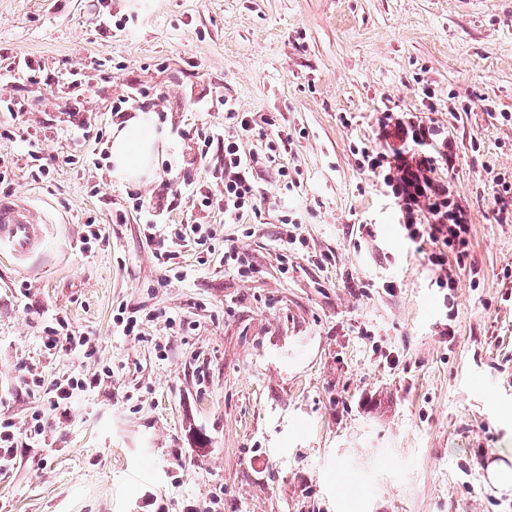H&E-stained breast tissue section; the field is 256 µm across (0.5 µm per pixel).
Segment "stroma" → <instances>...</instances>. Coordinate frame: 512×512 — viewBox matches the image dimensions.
<instances>
[{
    "mask_svg": "<svg viewBox=\"0 0 512 512\" xmlns=\"http://www.w3.org/2000/svg\"><path fill=\"white\" fill-rule=\"evenodd\" d=\"M21 55L40 88L16 125L55 164L33 179L37 161L0 139V196L45 220L26 262L0 258V424L18 433L0 512H512L485 480L512 458V198H498L499 178L512 182V0H0V68ZM70 70L106 129L117 98L159 95L161 172L193 160L182 130L235 132L198 97L273 119L294 188L260 169L261 222L212 213L210 262L188 241L157 268L130 209L156 179L116 183L104 141L97 163L64 162ZM383 112L450 147L434 177L467 213L474 263L454 289L436 286L361 165L362 148L388 149ZM287 215L306 250L283 266ZM230 243L249 277L222 262ZM122 309L139 336L117 331ZM59 317L93 355L45 347ZM36 376L87 386L60 410ZM35 413L45 430L28 440Z\"/></svg>",
    "mask_w": 512,
    "mask_h": 512,
    "instance_id": "35a3bbf8",
    "label": "stroma"
}]
</instances>
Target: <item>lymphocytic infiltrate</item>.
<instances>
[{
    "instance_id": "f902f5d3",
    "label": "lymphocytic infiltrate",
    "mask_w": 512,
    "mask_h": 512,
    "mask_svg": "<svg viewBox=\"0 0 512 512\" xmlns=\"http://www.w3.org/2000/svg\"><path fill=\"white\" fill-rule=\"evenodd\" d=\"M222 105L236 121L235 135H226L222 128L212 125L195 131L194 138L199 163H207L211 150L221 153L224 190L218 194L195 191L192 206L204 212H221L225 221L234 224L247 214L261 218L266 199L256 186L253 171L258 164L275 162L286 151L288 137L279 134L266 139L263 151H245L244 140L256 134L254 121L250 113L238 111L230 100H223ZM378 124L383 135L396 139L398 145L388 154L364 150V165L367 170L381 171L385 185L399 203L406 239L415 244L430 242L427 260L438 273V287L455 288L453 270L467 267L471 256L472 226L446 186L425 180V173L435 169L433 157L407 152L408 145L421 146L435 140L438 131L432 126L404 122L390 112L381 113ZM172 184V179L161 180L157 193L137 196L133 204L142 220L143 237L162 268L167 267L174 253L166 239L156 236L154 226L171 206L168 195Z\"/></svg>"
}]
</instances>
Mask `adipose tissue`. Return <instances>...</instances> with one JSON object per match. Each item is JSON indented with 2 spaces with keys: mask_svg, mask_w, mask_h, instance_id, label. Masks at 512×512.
<instances>
[{
  "mask_svg": "<svg viewBox=\"0 0 512 512\" xmlns=\"http://www.w3.org/2000/svg\"><path fill=\"white\" fill-rule=\"evenodd\" d=\"M163 145L151 113L141 112L115 125L109 145L112 179L125 183L151 176Z\"/></svg>",
  "mask_w": 512,
  "mask_h": 512,
  "instance_id": "adipose-tissue-1",
  "label": "adipose tissue"
}]
</instances>
